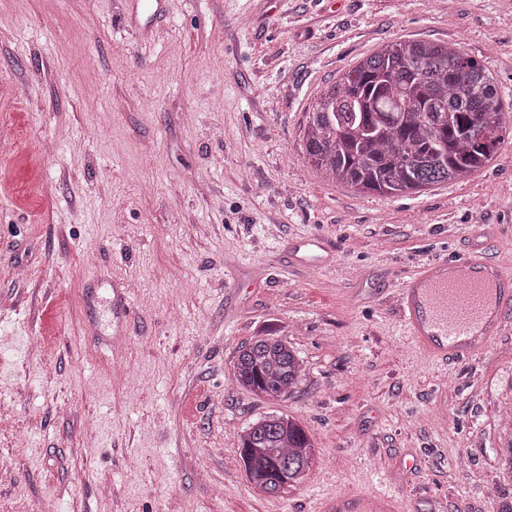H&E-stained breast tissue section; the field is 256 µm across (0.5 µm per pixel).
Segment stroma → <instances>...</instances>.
<instances>
[{"mask_svg":"<svg viewBox=\"0 0 512 512\" xmlns=\"http://www.w3.org/2000/svg\"><path fill=\"white\" fill-rule=\"evenodd\" d=\"M0 0V512H398L512 501V308L473 358L399 319L417 268L474 249L512 268V138L472 177L360 193L303 156L320 91L400 37L456 42L512 100V0ZM325 244L305 267L296 242ZM133 284L124 328L114 282ZM288 341L280 400L237 348ZM316 450L269 496L237 434L269 412ZM233 370L240 387L272 400L288 397L304 375L293 347L274 336H259L238 347ZM324 511L326 512H393V500L385 496L343 495L336 498Z\"/></svg>","mask_w":512,"mask_h":512,"instance_id":"stroma-1","label":"stroma"}]
</instances>
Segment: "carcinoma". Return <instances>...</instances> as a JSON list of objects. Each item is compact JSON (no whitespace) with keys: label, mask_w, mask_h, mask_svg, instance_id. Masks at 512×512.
<instances>
[{"label":"carcinoma","mask_w":512,"mask_h":512,"mask_svg":"<svg viewBox=\"0 0 512 512\" xmlns=\"http://www.w3.org/2000/svg\"><path fill=\"white\" fill-rule=\"evenodd\" d=\"M511 136L512 104L478 60L448 43L398 39L320 92L303 141L325 178L406 195L475 174ZM233 370L240 387L272 400L303 377L296 351L274 336L238 347ZM238 441L249 482L270 496L303 482L315 461L311 439L287 415L266 414Z\"/></svg>","instance_id":"1"}]
</instances>
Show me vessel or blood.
<instances>
[{
  "label": "vessel or blood",
  "instance_id": "1",
  "mask_svg": "<svg viewBox=\"0 0 512 512\" xmlns=\"http://www.w3.org/2000/svg\"><path fill=\"white\" fill-rule=\"evenodd\" d=\"M512 306V272L473 252L420 268L400 291L399 309L412 339L428 355L462 361L504 328ZM332 512H394L385 496L343 495Z\"/></svg>",
  "mask_w": 512,
  "mask_h": 512
}]
</instances>
